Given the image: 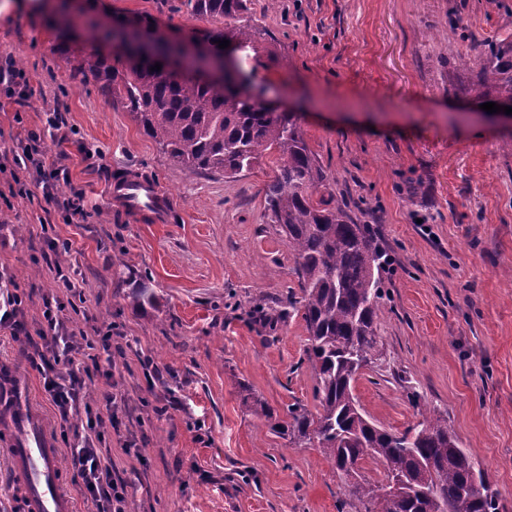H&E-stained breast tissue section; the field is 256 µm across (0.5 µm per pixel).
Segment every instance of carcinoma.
Masks as SVG:
<instances>
[{"instance_id":"carcinoma-1","label":"carcinoma","mask_w":512,"mask_h":512,"mask_svg":"<svg viewBox=\"0 0 512 512\" xmlns=\"http://www.w3.org/2000/svg\"><path fill=\"white\" fill-rule=\"evenodd\" d=\"M182 5L190 16L216 24L213 41L274 55L271 47H260L246 19V0H182ZM101 37L124 48L125 65L120 69L91 52L78 72L119 100L142 132L185 169L233 177L268 151L280 154L265 203L294 258L301 296L288 297L287 304L302 309L318 406L312 412L293 405L290 421L276 426L279 437L315 445L343 473L371 459L384 466L385 480L399 479L395 496L379 486L353 485L351 512H499L498 492L459 448L448 417L432 410L417 425L395 432L362 413L353 383L358 369L375 360L383 252L368 225L358 223L344 204L333 203V195L320 193L326 176L295 115L274 111L261 90L232 71L212 82L178 77L166 69L168 59L180 53L172 45L163 43L148 56L125 31L107 29ZM466 40L470 53L460 62L473 77L460 93L512 106V41L480 39L471 31ZM157 62L161 70H151ZM129 299L142 308L153 303L154 294L143 284ZM243 401L258 417H274L268 403L252 393Z\"/></svg>"}]
</instances>
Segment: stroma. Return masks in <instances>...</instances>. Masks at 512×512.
Masks as SVG:
<instances>
[{
	"instance_id": "obj_1",
	"label": "stroma",
	"mask_w": 512,
	"mask_h": 512,
	"mask_svg": "<svg viewBox=\"0 0 512 512\" xmlns=\"http://www.w3.org/2000/svg\"><path fill=\"white\" fill-rule=\"evenodd\" d=\"M179 3L9 0L0 11V58L23 60L31 94L22 106L0 93V154L61 109L72 140L45 138L44 159L67 168L87 211L71 220L42 195H11V173L0 169V279L16 285L25 323L24 333L0 332V368L14 373L58 448L65 487L74 485V431L108 383L117 399L100 446L112 453L125 512H338L354 480L384 484L383 467L366 460L356 476L339 474L242 400L250 388L280 422L294 403L317 406L301 313L287 309L273 330L250 317L258 307L286 309L299 290L287 241L265 211L277 153L233 178L188 172L76 72L91 50L115 57L99 36L105 28L206 43L209 22ZM247 5L277 57L248 58L244 71L296 114L329 192L383 250L377 355L353 389L360 407L398 431L427 410L447 414L502 512H512V126L459 94L470 79L458 63L467 43L442 32L455 7L470 31L512 38V0ZM133 171L171 197L174 222L143 224L114 206L112 180ZM416 182L424 190L414 196ZM51 239L69 243L56 260L81 279L64 316L71 327L111 333L114 346L66 422L26 357L43 299L56 293L42 258ZM143 284L155 304L132 307ZM14 438L0 424V512H25L6 453Z\"/></svg>"
}]
</instances>
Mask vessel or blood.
<instances>
[{"instance_id": "vessel-or-blood-1", "label": "vessel or blood", "mask_w": 512, "mask_h": 512, "mask_svg": "<svg viewBox=\"0 0 512 512\" xmlns=\"http://www.w3.org/2000/svg\"><path fill=\"white\" fill-rule=\"evenodd\" d=\"M111 194L116 203L143 224H165L173 212L169 197L154 180L123 177L114 181ZM17 442L9 462L28 476V512H76L72 492L59 482L60 456L41 433L36 419L18 411Z\"/></svg>"}]
</instances>
